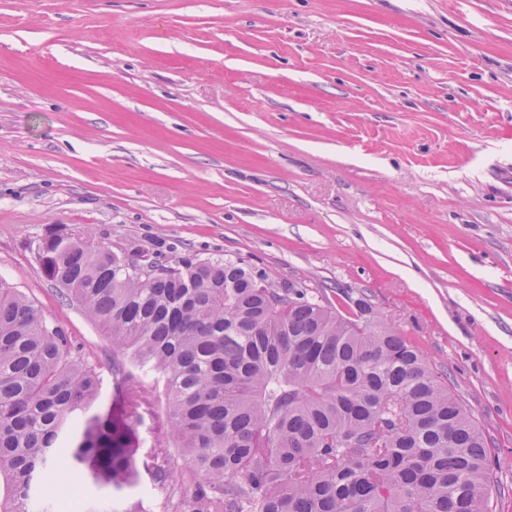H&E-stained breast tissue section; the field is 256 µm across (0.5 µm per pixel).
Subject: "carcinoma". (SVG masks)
Returning <instances> with one entry per match:
<instances>
[{
    "instance_id": "carcinoma-1",
    "label": "carcinoma",
    "mask_w": 512,
    "mask_h": 512,
    "mask_svg": "<svg viewBox=\"0 0 512 512\" xmlns=\"http://www.w3.org/2000/svg\"><path fill=\"white\" fill-rule=\"evenodd\" d=\"M43 269L158 382L115 364L103 405L80 347L0 279V512L74 484L117 504L141 466L183 512H491L485 434L364 304L261 288L232 260L141 263L66 228ZM145 414L168 431L138 459Z\"/></svg>"
}]
</instances>
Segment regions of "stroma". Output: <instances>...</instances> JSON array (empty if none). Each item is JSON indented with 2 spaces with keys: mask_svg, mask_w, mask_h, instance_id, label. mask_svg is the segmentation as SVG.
I'll return each mask as SVG.
<instances>
[{
  "mask_svg": "<svg viewBox=\"0 0 512 512\" xmlns=\"http://www.w3.org/2000/svg\"><path fill=\"white\" fill-rule=\"evenodd\" d=\"M363 300L446 377L512 512V0H0V277L113 394L57 228Z\"/></svg>",
  "mask_w": 512,
  "mask_h": 512,
  "instance_id": "1",
  "label": "stroma"
}]
</instances>
